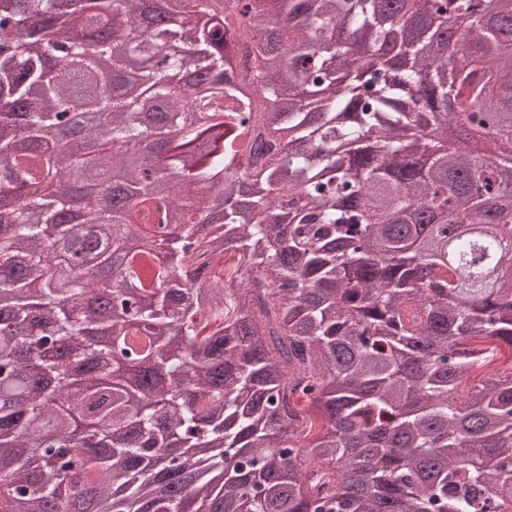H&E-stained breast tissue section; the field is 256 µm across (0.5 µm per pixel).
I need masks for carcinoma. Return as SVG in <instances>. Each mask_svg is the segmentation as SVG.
<instances>
[{
  "mask_svg": "<svg viewBox=\"0 0 512 512\" xmlns=\"http://www.w3.org/2000/svg\"><path fill=\"white\" fill-rule=\"evenodd\" d=\"M483 2L0 0V385L24 389L0 397V512H512V365L458 391L495 361L471 341L512 348V270L469 274L512 240V191L493 199L481 159L456 149L459 130L489 127L512 161V108L490 86L512 88V38ZM450 5L468 50L437 39ZM287 11L309 24L279 27ZM50 34L67 58L48 62ZM351 37L367 64L350 63ZM139 59L167 103L156 122L113 84ZM190 71L208 88L185 98ZM79 81L97 115L64 133ZM190 109L211 124L185 128ZM144 144L183 179L61 222L60 187L139 180ZM204 189L220 213L183 204L179 240L145 223ZM92 233L121 252L122 287L48 268L51 236L70 244L63 263ZM231 252L242 274L226 287ZM126 290L135 309L104 345L98 308L57 299ZM304 398L322 421L306 444Z\"/></svg>",
  "mask_w": 512,
  "mask_h": 512,
  "instance_id": "carcinoma-1",
  "label": "carcinoma"
}]
</instances>
